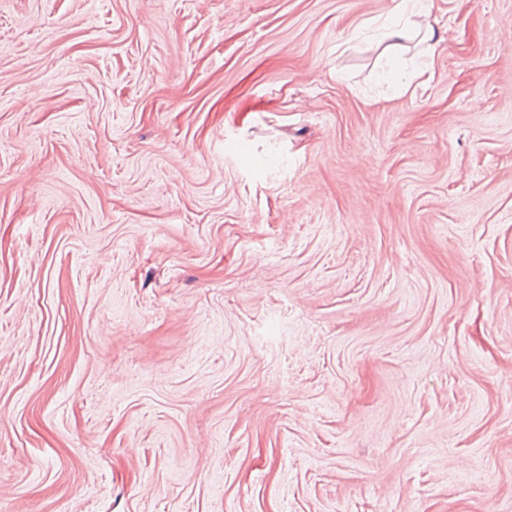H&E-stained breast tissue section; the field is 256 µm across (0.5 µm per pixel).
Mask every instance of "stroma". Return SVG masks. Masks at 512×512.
Segmentation results:
<instances>
[{
  "label": "stroma",
  "mask_w": 512,
  "mask_h": 512,
  "mask_svg": "<svg viewBox=\"0 0 512 512\" xmlns=\"http://www.w3.org/2000/svg\"><path fill=\"white\" fill-rule=\"evenodd\" d=\"M0 0V512H512V0Z\"/></svg>",
  "instance_id": "stroma-1"
}]
</instances>
